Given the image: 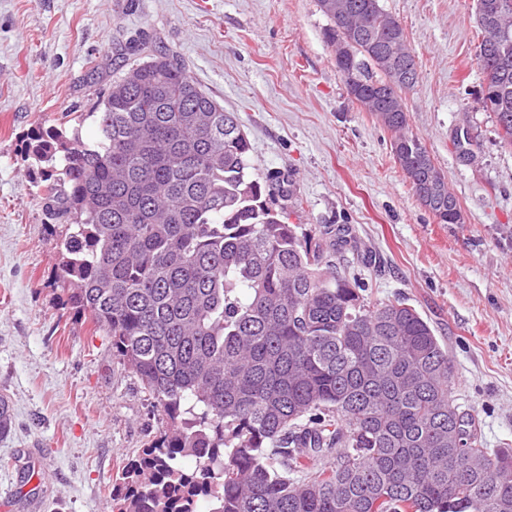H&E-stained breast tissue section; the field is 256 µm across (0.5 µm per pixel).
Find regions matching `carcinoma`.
I'll list each match as a JSON object with an SVG mask.
<instances>
[{
	"mask_svg": "<svg viewBox=\"0 0 512 512\" xmlns=\"http://www.w3.org/2000/svg\"><path fill=\"white\" fill-rule=\"evenodd\" d=\"M336 68L393 133L420 204L462 224L456 196L407 131L418 83L400 21L380 0H318ZM483 108L512 146V0H476ZM91 112L23 139L60 237L63 304L88 313L161 409L127 466L118 512H512V448L482 447L450 401L448 347L404 301L369 305L322 242L270 205L237 117L171 49L135 39ZM132 65H127L129 60ZM191 458L194 468L183 460ZM321 461L323 465L316 466Z\"/></svg>",
	"mask_w": 512,
	"mask_h": 512,
	"instance_id": "cac0c4a2",
	"label": "carcinoma"
}]
</instances>
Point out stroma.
<instances>
[{
  "label": "stroma",
  "instance_id": "obj_1",
  "mask_svg": "<svg viewBox=\"0 0 512 512\" xmlns=\"http://www.w3.org/2000/svg\"><path fill=\"white\" fill-rule=\"evenodd\" d=\"M405 31L419 82L404 95L465 221L417 200L392 134L348 93L317 0H0V499L10 512H112V488L161 412L89 315L62 303L58 250L22 140L89 111L116 41L144 31L235 113L261 175H285L287 221L348 225L342 268L372 301L406 300L448 347L453 405L489 449L512 446V148L483 108L476 0H381ZM470 134V149L457 136Z\"/></svg>",
  "mask_w": 512,
  "mask_h": 512
}]
</instances>
